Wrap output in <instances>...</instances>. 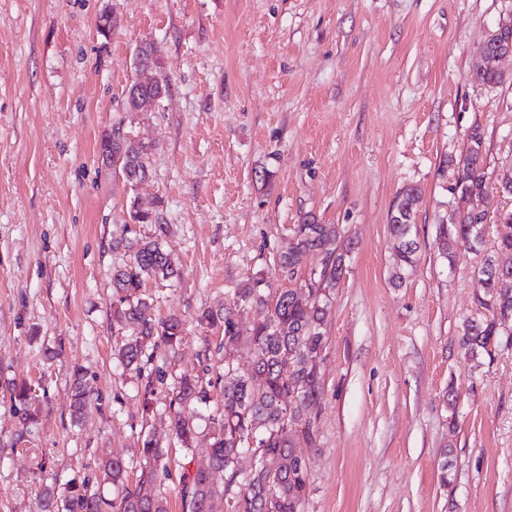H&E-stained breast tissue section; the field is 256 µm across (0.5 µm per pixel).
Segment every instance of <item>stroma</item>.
Returning <instances> with one entry per match:
<instances>
[{
    "label": "stroma",
    "mask_w": 512,
    "mask_h": 512,
    "mask_svg": "<svg viewBox=\"0 0 512 512\" xmlns=\"http://www.w3.org/2000/svg\"><path fill=\"white\" fill-rule=\"evenodd\" d=\"M509 20L512 0H0V512H40L45 486L97 476L112 452L136 479L139 436L165 435L174 381L224 364L201 313L235 301L242 331L262 320L290 286L276 259L306 215L356 246L327 318L305 512H512V344L466 358L463 319L490 315L480 258L435 246L472 131L489 186L512 172V56L502 83L470 79ZM140 43L160 46L169 90L132 112ZM116 131L146 149L138 184L101 157ZM411 185L419 250L398 287L387 225ZM135 201L164 229L132 223ZM157 234L181 278L146 292L185 332L130 372L114 358L115 243ZM256 280L266 305L236 296ZM76 365L93 393L77 423ZM24 380L38 390L23 438L10 393Z\"/></svg>",
    "instance_id": "obj_1"
}]
</instances>
